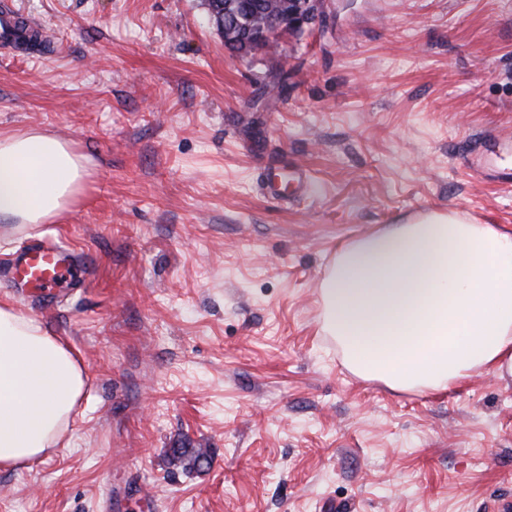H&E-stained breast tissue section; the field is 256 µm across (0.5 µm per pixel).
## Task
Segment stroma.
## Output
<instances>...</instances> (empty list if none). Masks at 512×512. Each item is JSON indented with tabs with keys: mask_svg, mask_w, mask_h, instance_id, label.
<instances>
[{
	"mask_svg": "<svg viewBox=\"0 0 512 512\" xmlns=\"http://www.w3.org/2000/svg\"><path fill=\"white\" fill-rule=\"evenodd\" d=\"M0 133L87 159L72 210L0 219V260L70 246L86 286L0 301L79 354L68 443L0 472V512H498L512 376L355 375L322 329L337 250L433 211L512 232V0H328L320 30L232 56L204 0H7ZM286 78L272 94V75ZM304 167L310 188L263 181ZM177 448L210 462L183 469Z\"/></svg>",
	"mask_w": 512,
	"mask_h": 512,
	"instance_id": "stroma-1",
	"label": "stroma"
}]
</instances>
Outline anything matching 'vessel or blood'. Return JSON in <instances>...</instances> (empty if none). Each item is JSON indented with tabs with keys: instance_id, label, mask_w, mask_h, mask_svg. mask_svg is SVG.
I'll list each match as a JSON object with an SVG mask.
<instances>
[{
	"instance_id": "obj_1",
	"label": "vessel or blood",
	"mask_w": 512,
	"mask_h": 512,
	"mask_svg": "<svg viewBox=\"0 0 512 512\" xmlns=\"http://www.w3.org/2000/svg\"><path fill=\"white\" fill-rule=\"evenodd\" d=\"M18 292L34 291L56 299L83 287V267L62 244L47 238L31 239L0 270Z\"/></svg>"
}]
</instances>
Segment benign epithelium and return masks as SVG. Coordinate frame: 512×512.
Returning <instances> with one entry per match:
<instances>
[{
    "label": "benign epithelium",
    "instance_id": "obj_1",
    "mask_svg": "<svg viewBox=\"0 0 512 512\" xmlns=\"http://www.w3.org/2000/svg\"><path fill=\"white\" fill-rule=\"evenodd\" d=\"M262 8L268 15L264 20L249 14L225 16L220 28L224 41L244 36L254 45L255 54H266L284 38L305 34L325 22L326 0H264Z\"/></svg>",
    "mask_w": 512,
    "mask_h": 512
}]
</instances>
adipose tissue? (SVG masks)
Listing matches in <instances>:
<instances>
[{"label": "adipose tissue", "instance_id": "obj_1", "mask_svg": "<svg viewBox=\"0 0 512 512\" xmlns=\"http://www.w3.org/2000/svg\"><path fill=\"white\" fill-rule=\"evenodd\" d=\"M87 176L68 142L0 136V218L47 224ZM324 331L352 370L394 389L512 376V232L432 212L343 246L320 282ZM68 343L0 302V471L49 457L82 398Z\"/></svg>", "mask_w": 512, "mask_h": 512}]
</instances>
